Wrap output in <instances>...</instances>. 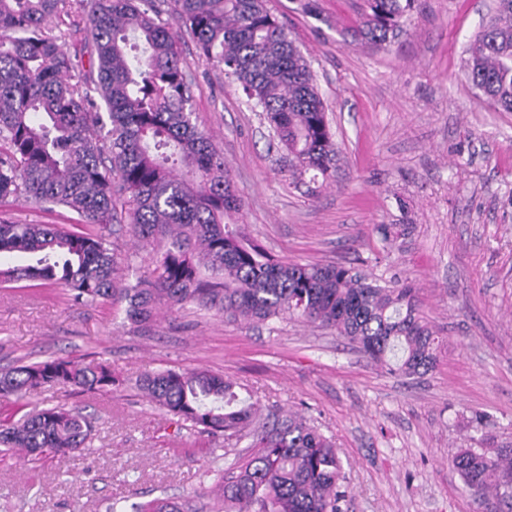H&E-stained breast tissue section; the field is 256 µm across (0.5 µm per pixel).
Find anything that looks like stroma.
Instances as JSON below:
<instances>
[{"mask_svg":"<svg viewBox=\"0 0 512 512\" xmlns=\"http://www.w3.org/2000/svg\"><path fill=\"white\" fill-rule=\"evenodd\" d=\"M491 0H417L403 33L354 42L356 0H265L310 65L338 150L333 178L308 192L237 84L202 62L187 32L193 119L223 153L243 207L237 220L276 259L348 264L413 283L439 338L437 362L406 378L343 337L288 319L252 324L188 307L135 326L115 305L62 288H0V371L22 358L109 362L121 387L45 388L29 405L92 417L93 453L22 465L0 456V512H107L113 498L157 497L213 512L211 451L224 440L178 429L137 396L158 369L207 368L260 407L304 416L345 462L347 512H488L451 464L485 414L512 438V112L464 76L466 48ZM381 224L408 235L382 246Z\"/></svg>","mask_w":512,"mask_h":512,"instance_id":"obj_1","label":"stroma"}]
</instances>
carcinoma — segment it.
Listing matches in <instances>:
<instances>
[{"label":"carcinoma","instance_id":"obj_1","mask_svg":"<svg viewBox=\"0 0 512 512\" xmlns=\"http://www.w3.org/2000/svg\"><path fill=\"white\" fill-rule=\"evenodd\" d=\"M0 0V203L24 198L79 216L69 226L0 218V284L58 285L76 303L124 301L137 326L186 304L227 320L294 319L346 338L373 363L405 377L437 359L418 288L370 278L340 263L273 258L224 217L240 210L224 157L192 122V80L177 30L199 57L220 66L262 109L288 152L293 178L327 181L336 147L309 65L263 0ZM415 0H363L353 37L383 44L399 35ZM87 17L89 69L78 67L47 19ZM465 76L499 109L512 112V0H496L470 42ZM128 221L149 250L148 270L120 288L112 224ZM115 383L109 363L57 357L0 373V394L22 399L45 386L82 393ZM135 387L187 429L224 437V512H342L346 475L335 445L303 417L262 413L238 385L207 370L146 373ZM95 426L60 405L0 420V452L26 464L67 459L87 448ZM251 438V451L235 446ZM451 463L466 489L492 512H512V441L461 448ZM135 512H184L155 498Z\"/></svg>","mask_w":512,"mask_h":512}]
</instances>
